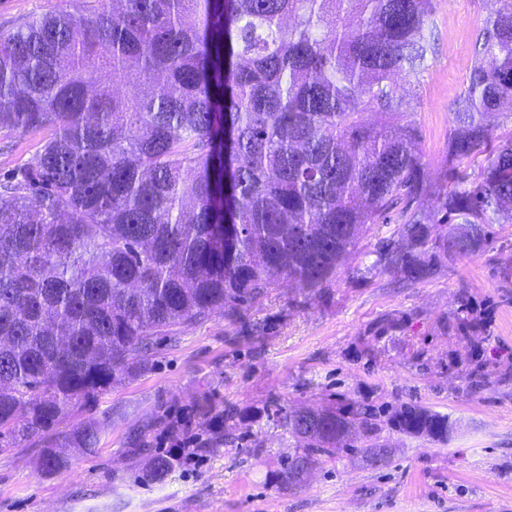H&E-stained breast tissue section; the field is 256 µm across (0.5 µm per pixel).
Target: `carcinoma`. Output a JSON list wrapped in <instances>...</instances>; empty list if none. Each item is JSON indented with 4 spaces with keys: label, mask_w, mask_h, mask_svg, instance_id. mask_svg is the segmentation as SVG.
<instances>
[{
    "label": "carcinoma",
    "mask_w": 512,
    "mask_h": 512,
    "mask_svg": "<svg viewBox=\"0 0 512 512\" xmlns=\"http://www.w3.org/2000/svg\"><path fill=\"white\" fill-rule=\"evenodd\" d=\"M480 28L433 212L419 132L398 127L427 53L431 0H80L0 34V129L44 132L0 180V447L46 444L83 400L146 369L162 329L230 313L286 278L320 287L373 224L393 238L363 273L413 285L492 243L512 216V0ZM371 407L282 409L284 474L357 433L388 463ZM397 431L445 442L448 416L404 405ZM66 440L93 451L99 427ZM177 456L159 454L163 481Z\"/></svg>",
    "instance_id": "1"
}]
</instances>
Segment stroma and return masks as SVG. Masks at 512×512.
I'll return each mask as SVG.
<instances>
[{"label":"stroma","mask_w":512,"mask_h":512,"mask_svg":"<svg viewBox=\"0 0 512 512\" xmlns=\"http://www.w3.org/2000/svg\"><path fill=\"white\" fill-rule=\"evenodd\" d=\"M490 0H433L429 50L399 124H414L430 192L415 207L434 211L445 187L454 104L478 58L476 33ZM76 11L75 0H0V31L32 15ZM39 133L0 131V177L21 167ZM372 225L357 253L322 287L281 281L237 313L207 317L158 335L148 370L77 406L58 434L100 425L95 452L71 453L43 471V448L0 447V512H512V223L491 244L454 258L409 287L379 271L361 276L380 240ZM468 306L476 326L457 333ZM478 362H471L472 350ZM357 402L377 412L389 462L356 452L319 459L294 485L283 467L295 445L279 409ZM413 402L448 415L447 442L392 430ZM191 424V454L164 481L146 480L149 461L169 451L170 431Z\"/></svg>","instance_id":"obj_1"}]
</instances>
